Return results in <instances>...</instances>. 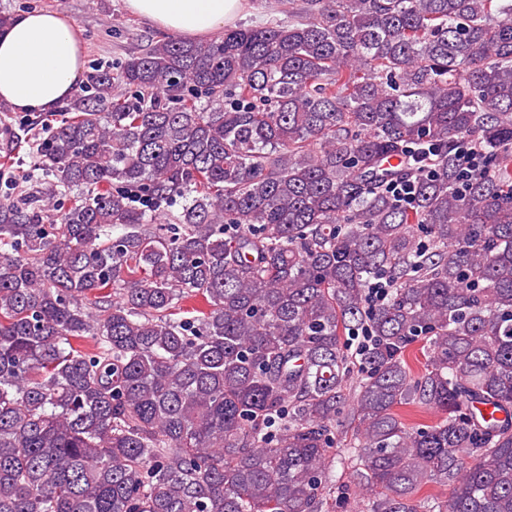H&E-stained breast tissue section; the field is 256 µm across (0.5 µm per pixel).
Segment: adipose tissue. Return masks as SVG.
Masks as SVG:
<instances>
[{
  "label": "adipose tissue",
  "instance_id": "obj_1",
  "mask_svg": "<svg viewBox=\"0 0 512 512\" xmlns=\"http://www.w3.org/2000/svg\"><path fill=\"white\" fill-rule=\"evenodd\" d=\"M128 10L162 33L199 40L221 32L242 0H126ZM84 47L71 22L55 11L17 16L0 32V101L18 112H52L76 92Z\"/></svg>",
  "mask_w": 512,
  "mask_h": 512
}]
</instances>
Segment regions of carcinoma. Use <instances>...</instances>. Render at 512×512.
<instances>
[{
	"instance_id": "obj_1",
	"label": "carcinoma",
	"mask_w": 512,
	"mask_h": 512,
	"mask_svg": "<svg viewBox=\"0 0 512 512\" xmlns=\"http://www.w3.org/2000/svg\"><path fill=\"white\" fill-rule=\"evenodd\" d=\"M292 2L92 67L0 199V512H322L361 330L367 512H512V0Z\"/></svg>"
}]
</instances>
